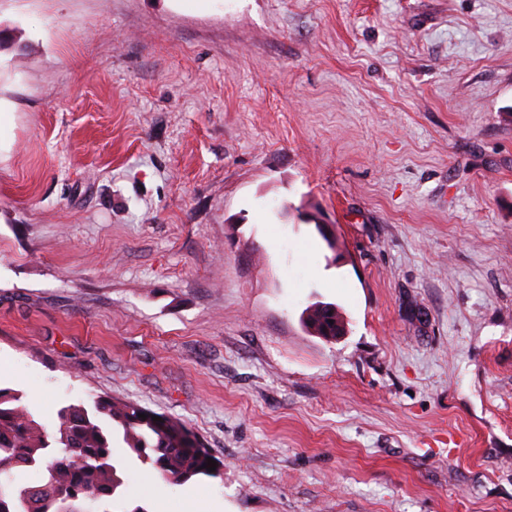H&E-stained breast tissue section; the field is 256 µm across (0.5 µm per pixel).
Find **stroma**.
Wrapping results in <instances>:
<instances>
[{"label": "stroma", "mask_w": 512, "mask_h": 512, "mask_svg": "<svg viewBox=\"0 0 512 512\" xmlns=\"http://www.w3.org/2000/svg\"><path fill=\"white\" fill-rule=\"evenodd\" d=\"M0 385L184 420L167 512H512V0H0ZM333 320V324L329 323ZM302 322L312 333L327 340L336 339V330L344 332L343 319L331 303L316 302L303 313Z\"/></svg>", "instance_id": "35a3bbf8"}]
</instances>
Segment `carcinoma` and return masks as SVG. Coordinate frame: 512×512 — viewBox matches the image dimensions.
I'll list each match as a JSON object with an SVG mask.
<instances>
[{
	"label": "carcinoma",
	"mask_w": 512,
	"mask_h": 512,
	"mask_svg": "<svg viewBox=\"0 0 512 512\" xmlns=\"http://www.w3.org/2000/svg\"><path fill=\"white\" fill-rule=\"evenodd\" d=\"M302 322L327 340L344 331L331 303L310 305ZM154 415L136 402L99 396L90 405L60 407L48 429L19 391L0 387V512H109L126 485L113 463L116 442L166 483L219 475L208 470L211 454L183 421L163 414L155 421ZM31 470L41 473L40 482L22 483L21 474Z\"/></svg>",
	"instance_id": "1"
}]
</instances>
